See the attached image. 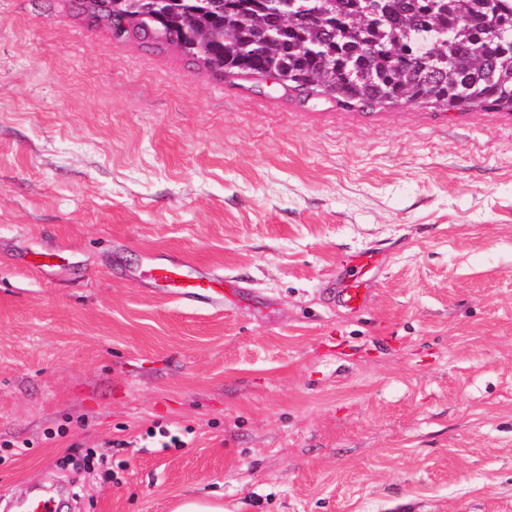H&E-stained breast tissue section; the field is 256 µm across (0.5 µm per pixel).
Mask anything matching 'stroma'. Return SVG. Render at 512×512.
Masks as SVG:
<instances>
[{
    "mask_svg": "<svg viewBox=\"0 0 512 512\" xmlns=\"http://www.w3.org/2000/svg\"><path fill=\"white\" fill-rule=\"evenodd\" d=\"M168 261L222 307L156 292ZM50 485L72 512H512V118L348 109L0 0V504ZM339 302L346 308L354 311L367 307L370 300L369 288L360 278L348 280L339 291ZM173 512H224V504L217 500L187 495L177 502Z\"/></svg>",
    "mask_w": 512,
    "mask_h": 512,
    "instance_id": "1",
    "label": "stroma"
}]
</instances>
